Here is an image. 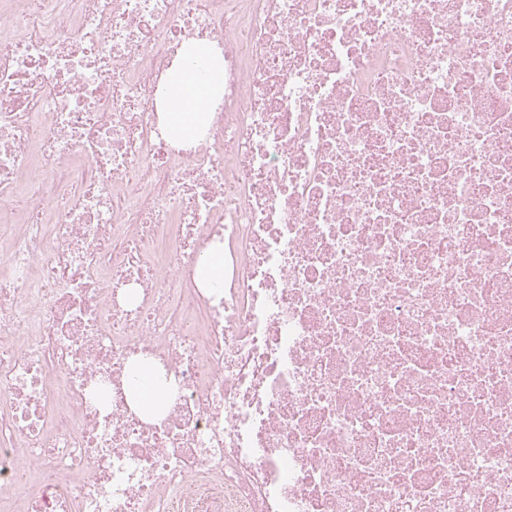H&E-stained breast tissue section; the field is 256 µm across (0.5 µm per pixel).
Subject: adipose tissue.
Masks as SVG:
<instances>
[{
	"mask_svg": "<svg viewBox=\"0 0 512 512\" xmlns=\"http://www.w3.org/2000/svg\"><path fill=\"white\" fill-rule=\"evenodd\" d=\"M224 83L223 70L213 71L209 80L176 68L164 93L165 127L175 133L179 143L192 141L206 117L210 103Z\"/></svg>",
	"mask_w": 512,
	"mask_h": 512,
	"instance_id": "1",
	"label": "adipose tissue"
}]
</instances>
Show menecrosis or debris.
Returning a JSON list of instances; mask_svg holds the SVG:
<instances>
[{
  "label": "necrosis or debris",
  "instance_id": "obj_1",
  "mask_svg": "<svg viewBox=\"0 0 512 512\" xmlns=\"http://www.w3.org/2000/svg\"><path fill=\"white\" fill-rule=\"evenodd\" d=\"M0 512H512V0H0ZM192 53L199 57L210 58L218 70L212 72L207 81H200L194 74L181 66L175 68V74L166 86L163 112L165 130L175 133L177 143L192 141L208 114L210 103L220 87L224 85V70H220V51L211 43L198 42L192 45Z\"/></svg>",
  "mask_w": 512,
  "mask_h": 512
}]
</instances>
